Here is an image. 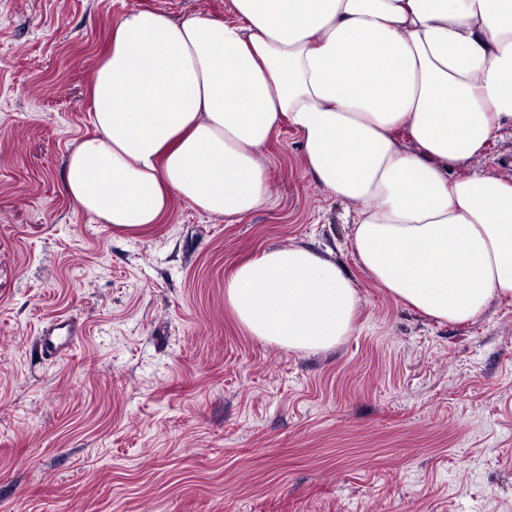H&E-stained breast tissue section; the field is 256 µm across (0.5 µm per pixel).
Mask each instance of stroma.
Listing matches in <instances>:
<instances>
[{
    "instance_id": "stroma-1",
    "label": "stroma",
    "mask_w": 512,
    "mask_h": 512,
    "mask_svg": "<svg viewBox=\"0 0 512 512\" xmlns=\"http://www.w3.org/2000/svg\"><path fill=\"white\" fill-rule=\"evenodd\" d=\"M230 0H0V512H512V302L466 324L362 269L351 205L281 127L269 202L236 220L174 200L118 230L64 189L94 128L112 25ZM304 245L360 303L328 350L260 342L224 300L233 268ZM79 342L51 358L61 319Z\"/></svg>"
}]
</instances>
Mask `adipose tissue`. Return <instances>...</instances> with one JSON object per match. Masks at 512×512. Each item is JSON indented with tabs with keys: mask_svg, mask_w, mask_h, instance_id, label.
<instances>
[{
	"mask_svg": "<svg viewBox=\"0 0 512 512\" xmlns=\"http://www.w3.org/2000/svg\"><path fill=\"white\" fill-rule=\"evenodd\" d=\"M235 20L140 9L112 26L91 81L93 136L67 194L122 230L173 199L236 220L268 200L261 153L281 125L323 189L354 207L372 278L437 322L512 300V179L451 177L512 131V0H231ZM224 299L262 342L317 352L359 299L295 245L235 268Z\"/></svg>",
	"mask_w": 512,
	"mask_h": 512,
	"instance_id": "1",
	"label": "adipose tissue"
}]
</instances>
